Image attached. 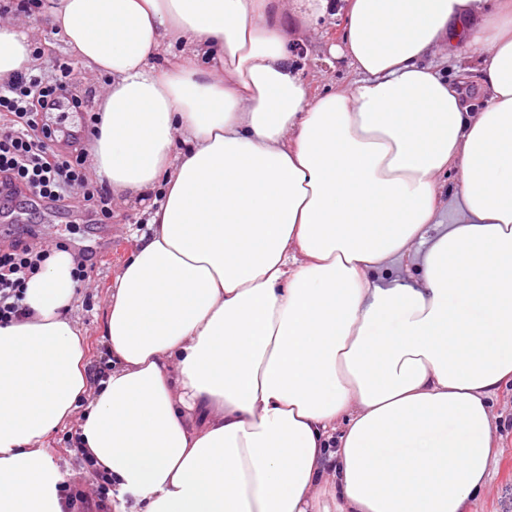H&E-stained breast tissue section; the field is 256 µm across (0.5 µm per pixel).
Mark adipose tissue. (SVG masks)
Returning <instances> with one entry per match:
<instances>
[{
  "mask_svg": "<svg viewBox=\"0 0 512 512\" xmlns=\"http://www.w3.org/2000/svg\"><path fill=\"white\" fill-rule=\"evenodd\" d=\"M329 7L48 0L112 79L93 166L153 231L112 283L104 379L74 252L0 327V512H69L46 444L74 419L135 512H471L512 380V0H345L354 79L313 98L279 19ZM30 60L0 24V80ZM465 60L477 112L442 70ZM448 173L460 215L428 244Z\"/></svg>",
  "mask_w": 512,
  "mask_h": 512,
  "instance_id": "ef3b65f1",
  "label": "adipose tissue"
}]
</instances>
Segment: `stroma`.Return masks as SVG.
I'll list each match as a JSON object with an SVG mask.
<instances>
[{
	"instance_id": "1",
	"label": "stroma",
	"mask_w": 512,
	"mask_h": 512,
	"mask_svg": "<svg viewBox=\"0 0 512 512\" xmlns=\"http://www.w3.org/2000/svg\"><path fill=\"white\" fill-rule=\"evenodd\" d=\"M18 22L44 50L32 63L33 72L49 71L57 58L71 61L75 90L87 100L88 111H98V97L110 85V77L89 73L81 61L75 59L64 37L50 25L46 15L22 16ZM343 24L344 18L340 15H329L312 24L292 15L285 19L293 60L311 95L348 86L353 80L348 60L334 58L330 53L331 46L341 42ZM7 207L14 210L17 219L0 221V243L21 240L51 247L64 241L74 252L92 255L93 278L81 287L68 316L85 336L91 375L96 377L108 372L104 327L112 281L140 235L150 231L145 205L136 198L114 201L112 219L106 224L87 212L23 194L8 202ZM489 407L497 455L491 466L487 491L474 509L475 512H512V382L501 385L491 395ZM69 433L66 427L54 431L48 443L49 453L64 471L67 481L76 483L82 490L92 491L94 477L83 469L81 461L68 448Z\"/></svg>"
}]
</instances>
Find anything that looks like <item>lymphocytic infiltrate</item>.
<instances>
[{
  "mask_svg": "<svg viewBox=\"0 0 512 512\" xmlns=\"http://www.w3.org/2000/svg\"><path fill=\"white\" fill-rule=\"evenodd\" d=\"M72 65L56 60L50 73L21 71L0 83V200L19 191L51 203L79 193L101 220L112 219V192L105 182L92 179L83 149H56L43 118L59 99L70 96L74 107L83 101L73 95ZM50 249L15 241L0 247V326L29 315L24 304L26 284L38 274Z\"/></svg>",
  "mask_w": 512,
  "mask_h": 512,
  "instance_id": "1",
  "label": "lymphocytic infiltrate"
}]
</instances>
